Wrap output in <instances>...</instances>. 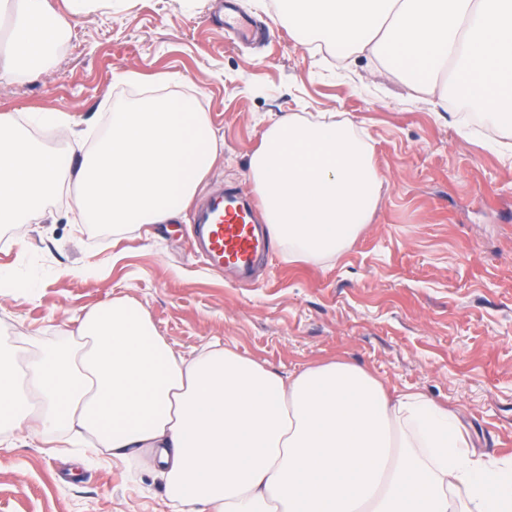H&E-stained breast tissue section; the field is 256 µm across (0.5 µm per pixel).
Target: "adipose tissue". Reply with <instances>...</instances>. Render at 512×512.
<instances>
[{
    "label": "adipose tissue",
    "mask_w": 512,
    "mask_h": 512,
    "mask_svg": "<svg viewBox=\"0 0 512 512\" xmlns=\"http://www.w3.org/2000/svg\"><path fill=\"white\" fill-rule=\"evenodd\" d=\"M67 16L0 0V76L66 55ZM274 18L399 73L461 128L512 129V0H277ZM88 133L81 157L56 154L0 113V224L63 201L64 175L79 232L173 224L219 152L188 96H142ZM78 321L25 377L0 347V437L23 426L55 448L80 429L114 457L147 453L175 512H512V457L478 455L423 393L342 361L283 376L218 340L183 356L127 297Z\"/></svg>",
    "instance_id": "ef3b65f1"
}]
</instances>
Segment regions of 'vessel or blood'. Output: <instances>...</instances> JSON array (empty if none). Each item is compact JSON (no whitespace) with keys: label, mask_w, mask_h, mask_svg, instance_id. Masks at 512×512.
Here are the masks:
<instances>
[{"label":"vessel or blood","mask_w":512,"mask_h":512,"mask_svg":"<svg viewBox=\"0 0 512 512\" xmlns=\"http://www.w3.org/2000/svg\"><path fill=\"white\" fill-rule=\"evenodd\" d=\"M224 30L237 42L251 41L255 30L235 0H224ZM192 229L208 265L229 271L236 279H249L268 249L266 231L251 200L234 189L215 185L194 211Z\"/></svg>","instance_id":"obj_1"}]
</instances>
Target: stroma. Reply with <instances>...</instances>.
I'll return each mask as SVG.
<instances>
[{"instance_id":"35a3bbf8","label":"stroma","mask_w":512,"mask_h":512,"mask_svg":"<svg viewBox=\"0 0 512 512\" xmlns=\"http://www.w3.org/2000/svg\"><path fill=\"white\" fill-rule=\"evenodd\" d=\"M270 39L248 47L224 31L217 0H125L112 17L73 16L71 49L33 81L0 80V113L30 133L32 112L72 121L41 134L71 151L75 132L138 97L118 83L171 73L165 93L192 94L223 148L191 199L216 183L252 192L251 155L272 120L336 112L370 138L385 179L369 224L340 254L289 262L279 245L254 280L234 285L194 254L188 218L150 235L105 226L78 232L50 202L26 224L0 227V266L26 262L35 294L0 296V340L20 351L75 330L74 316L126 295L175 350L218 339L285 375L343 360L400 391L448 405L476 452L512 455V159L492 150L506 129H459L432 97L355 56L337 67L240 0ZM0 512H170L158 474L82 441L48 450L18 430L0 445Z\"/></svg>"}]
</instances>
